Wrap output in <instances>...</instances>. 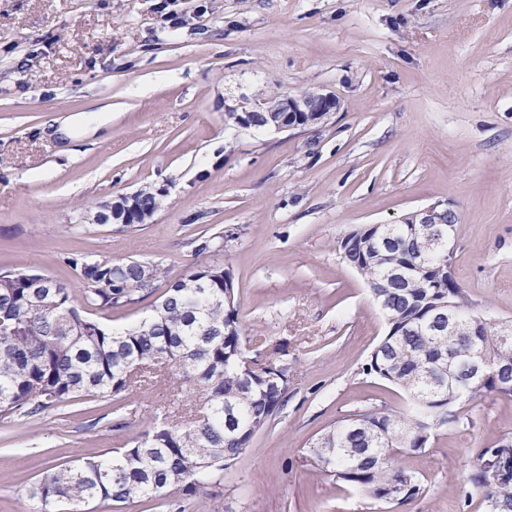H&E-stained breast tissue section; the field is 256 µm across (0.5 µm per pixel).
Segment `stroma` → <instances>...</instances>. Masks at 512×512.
<instances>
[{
  "label": "stroma",
  "mask_w": 512,
  "mask_h": 512,
  "mask_svg": "<svg viewBox=\"0 0 512 512\" xmlns=\"http://www.w3.org/2000/svg\"><path fill=\"white\" fill-rule=\"evenodd\" d=\"M336 94L322 122L243 130L242 98ZM162 205L132 229L88 211L143 186ZM447 202L452 274L512 320V0H0V269L75 293L82 253L229 269L248 350L286 345L288 397L185 512H483L471 476L512 438V397L460 400L459 424L399 466L423 487L383 503L318 469L311 440L406 395L366 365L387 332L337 240ZM224 249L197 254L200 238ZM165 382L0 419V512H36L30 483L78 456L132 446Z\"/></svg>",
  "instance_id": "stroma-1"
}]
</instances>
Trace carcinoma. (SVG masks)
<instances>
[{"label":"carcinoma","instance_id":"1","mask_svg":"<svg viewBox=\"0 0 512 512\" xmlns=\"http://www.w3.org/2000/svg\"><path fill=\"white\" fill-rule=\"evenodd\" d=\"M343 260L366 281L388 331L373 350L367 371L397 386L410 400L400 414L378 410L342 421L309 448L320 469L376 500L420 493L416 475L394 463L398 453L422 452L437 430L459 423L455 403L497 392L512 397V335L476 312L458 283L448 278V242L436 247L410 224L356 227L337 241ZM87 288H35V270H0V417L32 416L84 396L120 398L136 383L168 379L198 386L200 406L174 421L161 419L134 445L110 455L78 457L35 479L29 497L42 512L61 506L117 505L150 498L176 507L224 480V470L244 455L282 406V382L262 371L241 372L246 353L232 279L219 264L202 263L168 284L146 326L114 330L97 310L131 306L154 292L137 283L135 260L114 262L87 255L68 258ZM398 270L400 278L392 277ZM464 318L480 319L477 335H448L434 325L443 303ZM486 352L483 380L464 362L474 346ZM512 462V441L480 455L471 477L485 512H512V472L491 476L486 461Z\"/></svg>","mask_w":512,"mask_h":512}]
</instances>
